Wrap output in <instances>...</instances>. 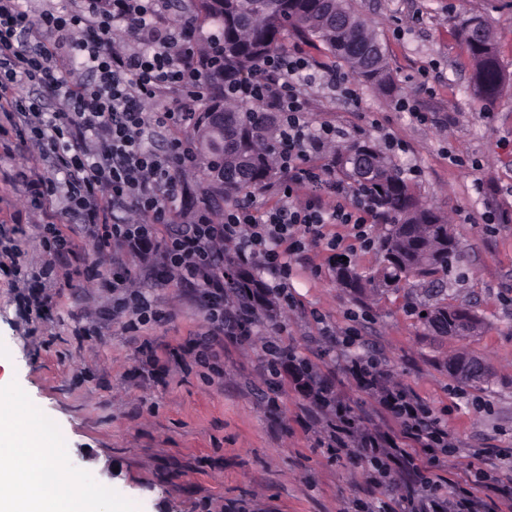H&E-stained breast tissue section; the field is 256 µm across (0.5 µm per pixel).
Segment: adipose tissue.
Instances as JSON below:
<instances>
[{
  "label": "adipose tissue",
  "mask_w": 512,
  "mask_h": 512,
  "mask_svg": "<svg viewBox=\"0 0 512 512\" xmlns=\"http://www.w3.org/2000/svg\"><path fill=\"white\" fill-rule=\"evenodd\" d=\"M23 402L18 396H0V455L14 457L28 477V490L18 494L16 481L0 471V512H91L90 499L80 492L78 478L54 469L50 460L59 454L57 443L31 423L24 441H16L12 430Z\"/></svg>",
  "instance_id": "1"
}]
</instances>
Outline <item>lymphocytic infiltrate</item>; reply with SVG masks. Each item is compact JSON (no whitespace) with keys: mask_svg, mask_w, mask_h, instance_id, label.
Returning <instances> with one entry per match:
<instances>
[{"mask_svg":"<svg viewBox=\"0 0 512 512\" xmlns=\"http://www.w3.org/2000/svg\"><path fill=\"white\" fill-rule=\"evenodd\" d=\"M203 37L192 18H171L168 0H79L74 11L51 0L36 13L22 0H0V149L36 151L35 165L15 172V180L33 201L76 217L83 229L77 240L55 223L44 224L47 258L36 272L22 265L15 239L0 234V271L13 276L24 321L46 318L61 297L58 256L80 258L91 244L108 250L118 271L138 259L158 278L176 272L180 286L198 295L206 329L192 349L205 367L215 345L250 340L260 322L277 328L276 310L290 301L289 256L311 242L331 251L342 244L325 236V225H349L357 240L368 241L366 224L374 214L368 197L356 194L329 206L315 192L323 172L311 166L310 156L335 141L336 130L308 118L306 92L315 77L309 59L286 49L247 78L226 80L198 52ZM220 92L280 118L278 162L288 179L279 206L264 218L246 204L215 212L203 187L185 177L196 165V148L186 135L195 109ZM303 188L309 191L304 199ZM131 211L138 215L133 223L125 218ZM228 259L274 273L262 290L272 311L257 315L225 294ZM112 312L129 331L166 319L148 292L129 290L120 274L112 280ZM353 346L348 336L337 341V363L395 429L349 417L322 373L295 352L273 343L263 350L271 364L292 367L311 410L335 417L329 447H354L374 471L372 486L391 473L404 479L407 512H512V495L487 497L482 478H466L462 489L452 486L444 419L424 401L390 388L379 360L354 353Z\"/></svg>","mask_w":512,"mask_h":512,"instance_id":"obj_1","label":"lymphocytic infiltrate"}]
</instances>
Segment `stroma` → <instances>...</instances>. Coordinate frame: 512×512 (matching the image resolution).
Wrapping results in <instances>:
<instances>
[{
	"label": "stroma",
	"instance_id": "1",
	"mask_svg": "<svg viewBox=\"0 0 512 512\" xmlns=\"http://www.w3.org/2000/svg\"><path fill=\"white\" fill-rule=\"evenodd\" d=\"M386 52L398 90L394 97L349 78L347 92L331 91L324 78L343 71L318 40H297L320 66L308 95L312 123L341 128L340 143L392 139L402 150L391 158L401 172L418 168L412 182L430 205L447 214L458 241L448 276L450 303L466 305L483 320L480 335L434 336L419 313L431 299L423 288L361 301L339 288L334 269L347 261L362 274L380 256L357 241L350 227L326 225L343 238L340 249L321 245L292 257L288 281L294 298L281 309V332L258 327L250 343L224 346L222 376L211 381L193 356L145 386V354L189 346L205 321L191 295L177 284L145 280L131 263L127 285L151 292L169 316L130 337L112 315V263L87 248L74 287L65 289L50 321L19 317L12 280L0 272V390L22 397L26 409L66 449L52 464L79 477L84 492L105 490L94 512H371L375 500L400 512L404 489L398 475L371 490L370 467L337 457L322 445L328 426L306 408L290 374L271 378L261 346L270 339L293 348L314 366L332 372L338 400L372 424L382 419L375 401L342 366L323 357L316 343L322 324L336 332L356 327L359 351L375 354L396 388L430 404L448 421L461 454L455 470L491 471L512 451V80L487 106L477 102L471 68L455 31L480 15L492 25L502 67L512 76V0H351ZM23 157L0 155V227L19 228L21 261L46 259L37 234L41 211L25 186L9 176ZM492 210L505 223H485ZM97 324V337L81 335ZM466 352L491 368L490 384L459 383L448 358Z\"/></svg>",
	"mask_w": 512,
	"mask_h": 512
}]
</instances>
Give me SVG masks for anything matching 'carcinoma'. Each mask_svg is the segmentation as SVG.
Here are the masks:
<instances>
[{"label": "carcinoma", "instance_id": "1", "mask_svg": "<svg viewBox=\"0 0 512 512\" xmlns=\"http://www.w3.org/2000/svg\"><path fill=\"white\" fill-rule=\"evenodd\" d=\"M196 20L219 26L217 42L202 41L199 52L221 59L224 76L240 78L268 55L284 47V35L293 32L301 40L316 39L341 60L351 75L371 83L390 96L395 80L385 51L365 54L370 45H381L376 33L361 19L347 0H193ZM470 17L457 35L466 46L472 65L471 83L482 102L494 100L509 77L503 70L492 28L479 36ZM224 113V129L211 124L212 112ZM278 124L266 113L227 95L215 97L212 107L200 113L192 132L198 167L205 175L204 188L214 207L261 189L277 175ZM331 172L353 180L377 209L385 230L377 245L382 261L374 275L364 278L347 264L336 268V281L356 297L379 295L418 280L428 285L435 298L433 308L448 319L444 278L452 268L456 250L443 245L456 240L448 220L423 204L412 183L394 168L388 156L364 140L333 150ZM262 283L248 269L224 263V288L238 295L252 294L255 307Z\"/></svg>", "mask_w": 512, "mask_h": 512}]
</instances>
